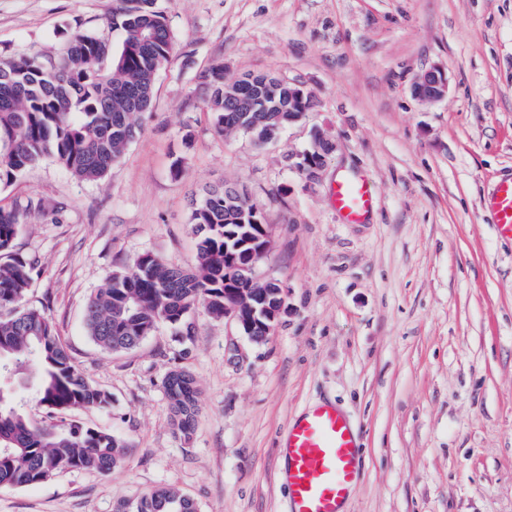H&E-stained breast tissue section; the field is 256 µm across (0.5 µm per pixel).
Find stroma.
<instances>
[{"label": "stroma", "instance_id": "35a3bbf8", "mask_svg": "<svg viewBox=\"0 0 512 512\" xmlns=\"http://www.w3.org/2000/svg\"><path fill=\"white\" fill-rule=\"evenodd\" d=\"M157 4L174 52L108 175L81 182L47 157L0 186V198L37 205L15 239L38 261L27 305L46 308L74 364L112 397L76 418L130 448L109 474L0 487V512H113L161 486L199 512H284L278 449L324 398L361 437L345 512H512V238L484 204L512 176V0ZM114 5L0 0V57L53 52L77 33L119 43ZM217 62L229 80L302 85L316 105L264 146L217 136L203 85ZM435 67L448 94L419 101L412 86ZM317 130L338 148L311 183L288 158ZM343 175L372 183L378 205L363 223H341L332 205ZM222 182L244 186L270 226L258 275L284 290L275 333L257 345L200 309L192 342L163 325L132 350H101L84 329L89 296L145 251L191 268L190 198ZM176 365L200 390L187 443L162 387Z\"/></svg>", "mask_w": 512, "mask_h": 512}]
</instances>
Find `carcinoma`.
Segmentation results:
<instances>
[{
	"instance_id": "1",
	"label": "carcinoma",
	"mask_w": 512,
	"mask_h": 512,
	"mask_svg": "<svg viewBox=\"0 0 512 512\" xmlns=\"http://www.w3.org/2000/svg\"><path fill=\"white\" fill-rule=\"evenodd\" d=\"M123 34L117 48L99 35H77L54 53L30 52L0 59V184L53 158L81 181L104 178L137 137L151 111L156 79L174 50L167 13L156 0H117L110 21ZM204 79L215 132H243L254 143L274 141L313 107L311 93L291 98V84L269 74L248 73L233 82L214 64ZM199 241L194 266L170 267L149 252L136 255L89 298L84 327L102 350L137 347L162 325L192 337L190 315L199 307L224 319V291L240 292L251 280L224 267L251 259L247 241L267 224L254 204L243 207L236 186L222 184L190 200ZM30 206L0 203V487L32 486L74 469L109 474L128 445L112 433L70 419L62 424L32 420L28 401L50 415L111 405L109 393L75 366L44 309L26 306L37 260L15 250L19 224ZM25 380L30 398L14 382ZM172 426L191 440L199 413V389L182 367L164 379ZM114 512H198L175 488L163 487Z\"/></svg>"
}]
</instances>
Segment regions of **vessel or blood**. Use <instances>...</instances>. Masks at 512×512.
<instances>
[{"label": "vessel or blood", "mask_w": 512, "mask_h": 512, "mask_svg": "<svg viewBox=\"0 0 512 512\" xmlns=\"http://www.w3.org/2000/svg\"><path fill=\"white\" fill-rule=\"evenodd\" d=\"M330 196L345 224L364 222L376 205L373 187L363 176L340 177ZM486 204L500 234L512 238V177L496 184ZM281 456L287 512H342L361 473L360 440L343 412L322 403L296 416Z\"/></svg>", "instance_id": "vessel-or-blood-1"}]
</instances>
